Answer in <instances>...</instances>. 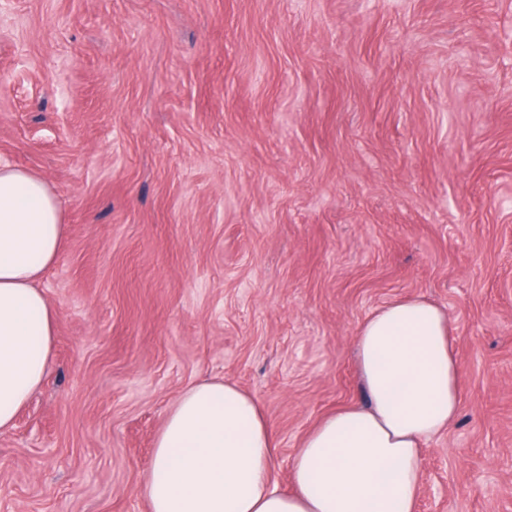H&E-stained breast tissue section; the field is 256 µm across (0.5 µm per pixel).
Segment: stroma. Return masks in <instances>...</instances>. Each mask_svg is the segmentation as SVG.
<instances>
[{
	"instance_id": "35a3bbf8",
	"label": "stroma",
	"mask_w": 512,
	"mask_h": 512,
	"mask_svg": "<svg viewBox=\"0 0 512 512\" xmlns=\"http://www.w3.org/2000/svg\"><path fill=\"white\" fill-rule=\"evenodd\" d=\"M0 161L67 246L0 512H148L178 395L261 403L275 474L364 401L354 339L445 309L462 409L416 512H512V0H0Z\"/></svg>"
}]
</instances>
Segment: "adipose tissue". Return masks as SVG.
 Masks as SVG:
<instances>
[{"mask_svg": "<svg viewBox=\"0 0 512 512\" xmlns=\"http://www.w3.org/2000/svg\"><path fill=\"white\" fill-rule=\"evenodd\" d=\"M66 243L55 194L0 166V432L44 385L55 308L38 283ZM367 404L323 417L274 479L275 438L259 401L223 380L184 390L154 440L140 491L150 512H416L424 446L461 410L446 311L419 297L388 303L356 331Z\"/></svg>", "mask_w": 512, "mask_h": 512, "instance_id": "adipose-tissue-1", "label": "adipose tissue"}]
</instances>
